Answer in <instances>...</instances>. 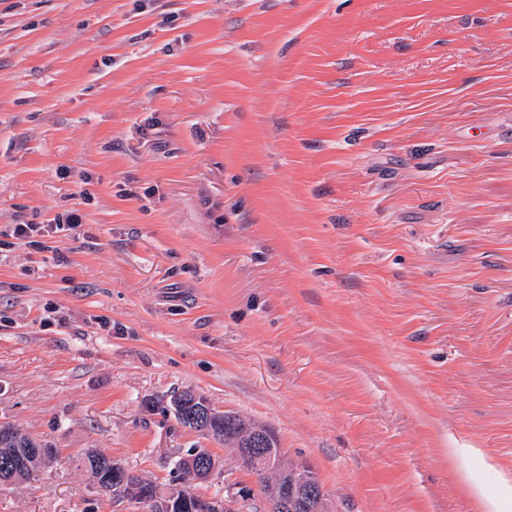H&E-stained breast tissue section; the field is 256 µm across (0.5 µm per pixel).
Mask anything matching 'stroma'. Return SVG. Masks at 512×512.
<instances>
[{
    "label": "stroma",
    "mask_w": 512,
    "mask_h": 512,
    "mask_svg": "<svg viewBox=\"0 0 512 512\" xmlns=\"http://www.w3.org/2000/svg\"><path fill=\"white\" fill-rule=\"evenodd\" d=\"M510 127L512 0H0V421L54 450L0 512H147L90 448L256 488L159 412L187 388L339 512H474L449 449L512 474ZM210 451L206 448H197L185 460L191 469V477L197 481L209 480L216 471L217 466L209 469Z\"/></svg>",
    "instance_id": "stroma-1"
}]
</instances>
